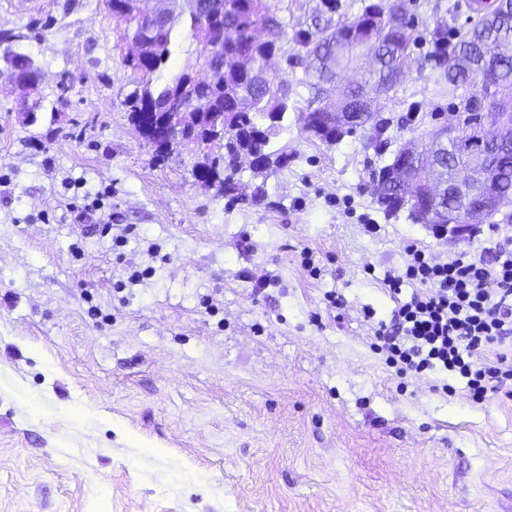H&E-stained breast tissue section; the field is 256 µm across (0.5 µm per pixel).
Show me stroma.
Returning <instances> with one entry per match:
<instances>
[{
  "mask_svg": "<svg viewBox=\"0 0 512 512\" xmlns=\"http://www.w3.org/2000/svg\"><path fill=\"white\" fill-rule=\"evenodd\" d=\"M452 2L405 0L410 69L375 102L393 143L448 111L425 59L436 25L468 26ZM265 3L285 24L259 34L279 47L266 73L306 107L294 34L349 24L362 0ZM163 8L158 84L197 55L182 0ZM1 30L24 33L42 79L29 125L0 70V512H512V397L400 381L363 318L389 319L376 279L409 245L479 257L488 229L452 243L385 219L367 131L328 145L292 118L266 199L228 205L191 151L155 165L129 124L124 25L104 0H0ZM331 290L347 301L332 314Z\"/></svg>",
  "mask_w": 512,
  "mask_h": 512,
  "instance_id": "1",
  "label": "stroma"
}]
</instances>
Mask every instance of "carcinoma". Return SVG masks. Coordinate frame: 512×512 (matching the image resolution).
Listing matches in <instances>:
<instances>
[{
	"label": "carcinoma",
	"instance_id": "carcinoma-1",
	"mask_svg": "<svg viewBox=\"0 0 512 512\" xmlns=\"http://www.w3.org/2000/svg\"><path fill=\"white\" fill-rule=\"evenodd\" d=\"M189 19V31L198 42L199 50L192 62L169 81L154 85L151 76L169 61L173 40L172 25L149 28L146 22L151 13L147 0H105L112 16L125 24V37L151 45L148 64H141L129 55L123 64L133 73L144 77L124 97L123 105L128 121L139 126V114L146 103L163 104L175 98L185 104L190 117L197 120L196 138L209 141L208 151L200 154L193 171H203L210 176V186L217 194L231 202L258 204L266 198L265 183H246L239 175V156H254L258 164L253 177L266 174L274 168L288 166V150L277 147L273 138L282 122L288 118V110L296 112V121L310 138L328 145L338 143L349 129L333 123L325 131L310 129L315 113L321 108L312 106L323 94L324 85L336 79V56L330 44L341 41L347 49L369 47L374 50L378 64L371 85L351 87L346 92V111L371 112L372 104L362 99V94L389 91L406 75L403 70L409 57L414 19L407 13L401 0H370L363 4L361 14L351 23L330 31H299L294 42L305 50L306 56L314 57L316 66L305 82L311 92V104L298 109L290 102L292 88L288 82H261L265 63L279 50L273 41H257L254 32L263 27L280 28L282 22L271 13L263 0H218L217 7L224 9V42L220 55H211L207 48L209 38L199 34L202 8L211 0H185ZM468 9L475 14L473 26L459 39L448 36L447 30L437 26L431 33V51L434 81L462 83L464 90L449 104L453 112L459 103L478 94H488L491 84L500 81L512 83V55L505 54L512 45V0L498 8L495 21L484 20L485 13L493 7L489 0H470ZM26 35L0 31V44L7 47L4 57L9 63L22 68L18 85L25 92L36 85L39 66L22 51ZM388 122L374 121L370 126L368 143L380 156L391 153L389 160L400 161V150L388 151L389 138L385 137ZM497 180L503 193H512V148L499 150L493 156ZM425 197V188L402 189L401 195L377 199L375 203L388 219L406 215L415 222L410 208L414 198Z\"/></svg>",
	"mask_w": 512,
	"mask_h": 512
}]
</instances>
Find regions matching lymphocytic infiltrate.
Masks as SVG:
<instances>
[{
  "instance_id": "1",
  "label": "lymphocytic infiltrate",
  "mask_w": 512,
  "mask_h": 512,
  "mask_svg": "<svg viewBox=\"0 0 512 512\" xmlns=\"http://www.w3.org/2000/svg\"><path fill=\"white\" fill-rule=\"evenodd\" d=\"M490 259L457 255L436 261L412 244L400 270L381 287L394 303L389 320L374 319L373 349L399 376L442 375L443 394L466 380L476 403L512 391V237L489 241Z\"/></svg>"
}]
</instances>
